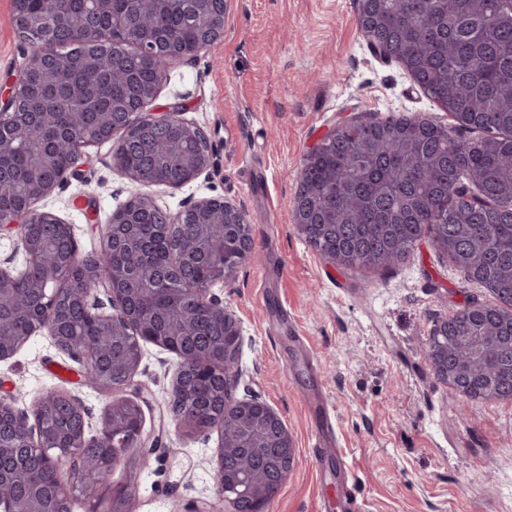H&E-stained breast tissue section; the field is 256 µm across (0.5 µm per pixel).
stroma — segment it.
I'll use <instances>...</instances> for the list:
<instances>
[{"label": "stroma", "instance_id": "35a3bbf8", "mask_svg": "<svg viewBox=\"0 0 512 512\" xmlns=\"http://www.w3.org/2000/svg\"><path fill=\"white\" fill-rule=\"evenodd\" d=\"M12 10L0 0L2 95L33 50ZM357 13L358 0H227L223 38L170 65L152 105L180 104L207 133L209 169L178 188L143 186L114 167L112 143L95 144L39 207L71 224L84 253L136 194L173 215L216 197L245 213L257 254L211 291L241 328L236 397L266 401L294 440V468L268 512H319L329 489L353 483L370 512H512V400H464L426 360L434 324L496 296L465 279L429 235L392 266L347 269L295 227L297 176L335 126L366 113L454 123L401 64L372 53ZM177 365L174 353L142 345L134 382L148 399L144 430L164 452L114 469L116 486L136 475L130 512H224L213 479L218 432H181L166 408ZM49 388L78 398L89 435H99L111 395L86 386L82 366L41 332L0 361V397L28 412ZM321 399L335 407L336 440L316 462L312 405Z\"/></svg>", "mask_w": 512, "mask_h": 512}]
</instances>
